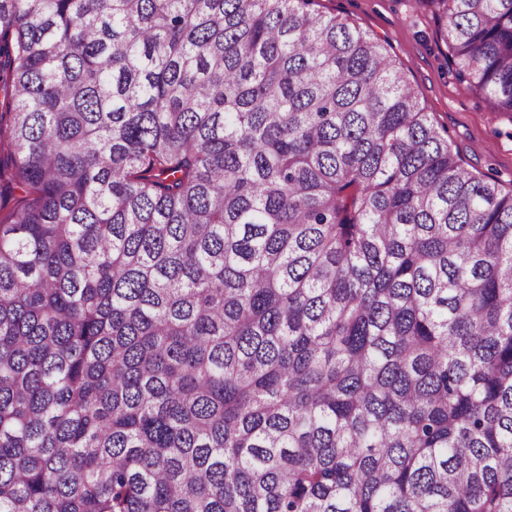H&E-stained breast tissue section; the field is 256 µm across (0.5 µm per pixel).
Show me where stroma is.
Returning a JSON list of instances; mask_svg holds the SVG:
<instances>
[{
	"label": "stroma",
	"instance_id": "35a3bbf8",
	"mask_svg": "<svg viewBox=\"0 0 512 512\" xmlns=\"http://www.w3.org/2000/svg\"><path fill=\"white\" fill-rule=\"evenodd\" d=\"M315 7L381 41L463 166L512 189V113L490 111L459 81L430 0H316Z\"/></svg>",
	"mask_w": 512,
	"mask_h": 512
}]
</instances>
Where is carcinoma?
Instances as JSON below:
<instances>
[{"label":"carcinoma","instance_id":"obj_1","mask_svg":"<svg viewBox=\"0 0 512 512\" xmlns=\"http://www.w3.org/2000/svg\"><path fill=\"white\" fill-rule=\"evenodd\" d=\"M313 2L0 0V512H512V190Z\"/></svg>","mask_w":512,"mask_h":512}]
</instances>
